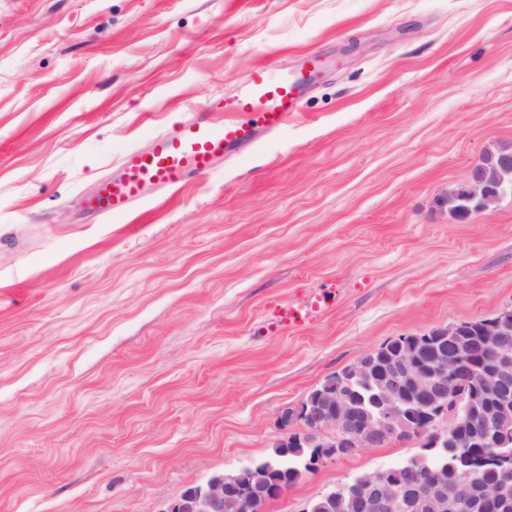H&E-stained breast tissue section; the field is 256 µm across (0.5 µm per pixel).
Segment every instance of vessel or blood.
<instances>
[{
	"mask_svg": "<svg viewBox=\"0 0 512 512\" xmlns=\"http://www.w3.org/2000/svg\"><path fill=\"white\" fill-rule=\"evenodd\" d=\"M305 81L302 73L249 70L235 95L212 98L198 116L156 135L149 152H126L91 207L106 219L129 214L151 194L209 173L217 160L256 151L264 134L280 131L300 111Z\"/></svg>",
	"mask_w": 512,
	"mask_h": 512,
	"instance_id": "vessel-or-blood-1",
	"label": "vessel or blood"
}]
</instances>
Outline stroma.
I'll list each match as a JSON object with an SVG mask.
<instances>
[{
  "instance_id": "obj_1",
  "label": "stroma",
  "mask_w": 512,
  "mask_h": 512,
  "mask_svg": "<svg viewBox=\"0 0 512 512\" xmlns=\"http://www.w3.org/2000/svg\"><path fill=\"white\" fill-rule=\"evenodd\" d=\"M311 51L256 153L87 210L124 152ZM504 145L512 0H0V512H162L365 352L511 306L512 196L469 224L440 201ZM420 452L328 459L263 512Z\"/></svg>"
}]
</instances>
